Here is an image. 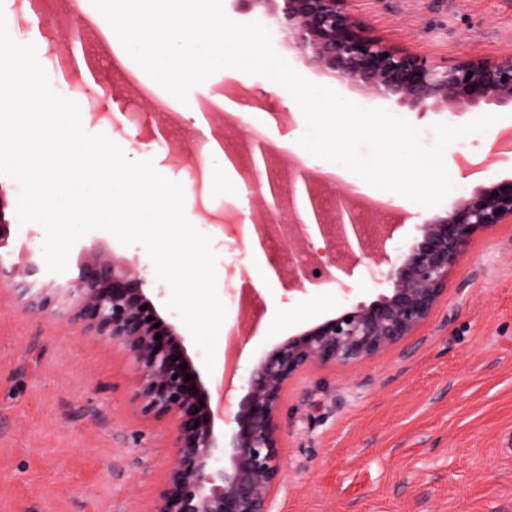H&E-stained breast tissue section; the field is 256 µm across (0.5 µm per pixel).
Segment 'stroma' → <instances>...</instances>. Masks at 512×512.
Returning <instances> with one entry per match:
<instances>
[{"label":"stroma","instance_id":"35a3bbf8","mask_svg":"<svg viewBox=\"0 0 512 512\" xmlns=\"http://www.w3.org/2000/svg\"><path fill=\"white\" fill-rule=\"evenodd\" d=\"M391 42L435 60L495 58L512 53V0H351ZM12 38L39 43L50 32L57 45L42 59L53 89L92 105L84 129L104 133L135 160H152L167 178L190 186L185 213L210 236L218 256L217 290L225 328L241 319V270H253L246 229L259 209L241 204L232 188L198 164L211 138L239 152L244 142L272 145L270 165L288 178V154L305 132L302 113L287 117L283 98L268 97L269 79L239 78L222 69L194 87L195 102L219 101L226 88L244 86L258 113L221 110L196 124L178 106L157 116L145 95L152 79L117 58L116 35L90 0H0ZM275 51L312 82L329 86L366 108H383L421 132L500 114L512 124V105L481 104L475 112H420L392 100L353 91L308 66L281 34ZM86 56L93 73L63 78L71 53ZM496 129L465 136L467 151L447 147L450 195L419 208L388 245L398 255L418 226L443 215L485 182L512 179V152L500 150ZM11 222L0 266L19 252L41 254L44 231L20 223V187L0 175ZM105 246L116 258L148 263L142 245H121L94 230L75 243L69 275L79 273L84 250ZM341 290L324 280L303 292L260 289V324L243 342L234 380L244 383L261 356L288 337L332 317L338 309L371 303L390 285L360 267ZM136 371L119 346L52 314H23L10 278L0 279V512H151L171 464L173 419L143 416L133 400ZM282 484L272 512H512V223L479 233L451 272L448 291L433 315L405 345L351 365L314 367L285 394Z\"/></svg>","mask_w":512,"mask_h":512}]
</instances>
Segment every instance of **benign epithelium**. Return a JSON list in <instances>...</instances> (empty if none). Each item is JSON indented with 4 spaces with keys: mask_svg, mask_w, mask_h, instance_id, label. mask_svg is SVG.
Wrapping results in <instances>:
<instances>
[{
    "mask_svg": "<svg viewBox=\"0 0 512 512\" xmlns=\"http://www.w3.org/2000/svg\"><path fill=\"white\" fill-rule=\"evenodd\" d=\"M348 2L247 0L264 8V15L308 64L363 94L454 114L482 102L512 104V54L438 62L372 35L350 12ZM260 175L255 169L253 180L246 183L247 199L261 200L268 222L288 209L294 227L289 239L309 238L294 196L285 200L274 187L272 200H267ZM299 181L309 187L317 179L305 167L290 169V191ZM315 214L332 252L331 265L349 274L380 251L384 257L371 275L393 283L391 294L370 305L341 308L259 360L241 386L245 394L234 416L237 430L227 464L221 459L224 438L215 431L221 411L213 409L186 337L155 308L145 267L135 259H116L99 245L87 250L74 278L47 274L43 281L36 279L29 253L13 264L12 271L22 277L24 313L42 315L55 306L61 318L83 323L93 335L123 348L136 369L133 401L146 415L175 420L173 462L150 512H271L282 474L279 413L288 381L311 365L359 362L414 335L431 316L448 285V273L468 254L474 237L494 224L512 223V180L481 185L460 197L446 215L419 225L420 237L394 259L386 254V242L396 226H379L370 248L350 202L342 201L331 219L319 207ZM288 272L286 290H303L309 280L304 264L292 263ZM145 304L148 308L140 310ZM182 363L187 365L184 370ZM187 374L194 379L185 381Z\"/></svg>",
    "mask_w": 512,
    "mask_h": 512,
    "instance_id": "obj_1",
    "label": "benign epithelium"
}]
</instances>
